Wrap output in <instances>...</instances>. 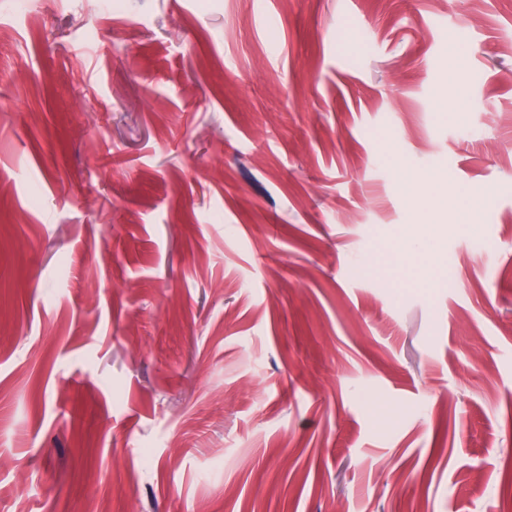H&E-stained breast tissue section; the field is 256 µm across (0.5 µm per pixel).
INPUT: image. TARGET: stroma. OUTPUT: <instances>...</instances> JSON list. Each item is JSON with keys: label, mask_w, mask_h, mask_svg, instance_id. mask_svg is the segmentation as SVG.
<instances>
[{"label": "stroma", "mask_w": 512, "mask_h": 512, "mask_svg": "<svg viewBox=\"0 0 512 512\" xmlns=\"http://www.w3.org/2000/svg\"><path fill=\"white\" fill-rule=\"evenodd\" d=\"M507 140L512 0H0V512H512ZM430 240L431 237H424L413 228L406 229L401 236L399 257L404 263H413L415 257L429 245Z\"/></svg>", "instance_id": "obj_1"}]
</instances>
